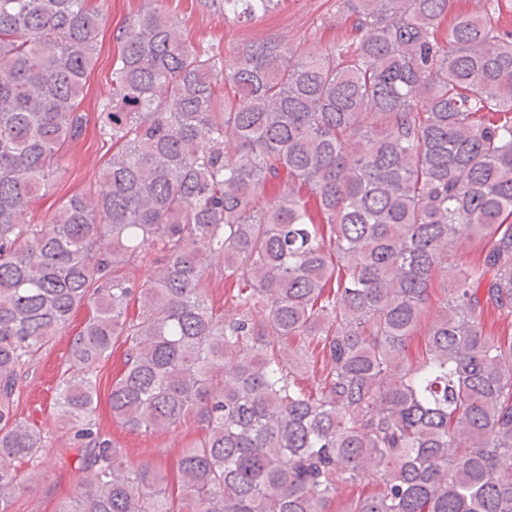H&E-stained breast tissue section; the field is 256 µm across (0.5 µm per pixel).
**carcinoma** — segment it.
Segmentation results:
<instances>
[{"label":"carcinoma","instance_id":"carcinoma-1","mask_svg":"<svg viewBox=\"0 0 512 512\" xmlns=\"http://www.w3.org/2000/svg\"><path fill=\"white\" fill-rule=\"evenodd\" d=\"M164 2L118 36L99 190L32 224L87 124L104 13L0 0V512L23 486L12 463L40 464L48 442L14 413L19 383L83 306L55 402L79 490L57 512H329L357 483L372 490L342 512H512L501 0L453 15L451 0H343L353 42L295 54L270 38L229 58L186 44ZM274 2L224 0V17ZM214 255L231 317L208 296ZM154 261L142 284L114 275ZM119 342L112 419L203 430L175 495L97 422V369Z\"/></svg>","mask_w":512,"mask_h":512}]
</instances>
